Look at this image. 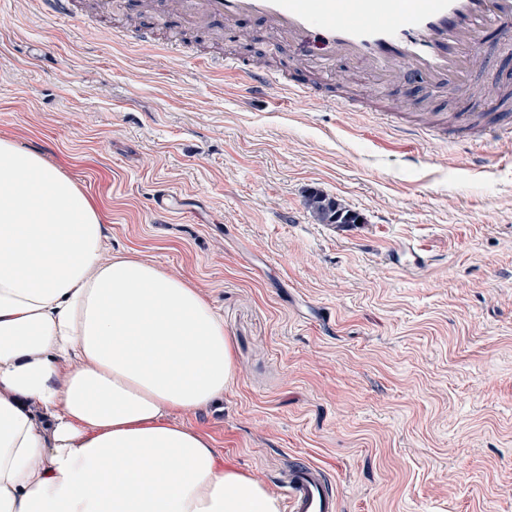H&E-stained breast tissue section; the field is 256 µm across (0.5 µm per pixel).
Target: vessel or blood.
Returning <instances> with one entry per match:
<instances>
[{"label":"vessel or blood","mask_w":512,"mask_h":512,"mask_svg":"<svg viewBox=\"0 0 512 512\" xmlns=\"http://www.w3.org/2000/svg\"><path fill=\"white\" fill-rule=\"evenodd\" d=\"M160 8L187 22L223 23L232 37L243 20L254 19L316 66L344 60L360 73L442 93L468 91L486 34L512 50V0H161ZM241 73L251 94L281 89L333 102L319 83H283L261 68ZM282 489L287 512H338L327 476L312 463L295 464Z\"/></svg>","instance_id":"obj_1"}]
</instances>
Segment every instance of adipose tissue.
I'll return each mask as SVG.
<instances>
[{
  "mask_svg": "<svg viewBox=\"0 0 512 512\" xmlns=\"http://www.w3.org/2000/svg\"><path fill=\"white\" fill-rule=\"evenodd\" d=\"M188 282L109 255L89 196L0 138V512H280L180 413L233 381Z\"/></svg>",
  "mask_w": 512,
  "mask_h": 512,
  "instance_id": "adipose-tissue-1",
  "label": "adipose tissue"
}]
</instances>
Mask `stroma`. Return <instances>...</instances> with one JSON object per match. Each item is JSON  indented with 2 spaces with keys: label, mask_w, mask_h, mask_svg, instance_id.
I'll return each instance as SVG.
<instances>
[{
  "label": "stroma",
  "mask_w": 512,
  "mask_h": 512,
  "mask_svg": "<svg viewBox=\"0 0 512 512\" xmlns=\"http://www.w3.org/2000/svg\"><path fill=\"white\" fill-rule=\"evenodd\" d=\"M74 2L80 27L0 0V137L88 193L109 253L191 283L222 317L234 380L184 422L271 492L298 460L319 466L338 512H512V138L456 127L458 95L400 96L343 60L331 83L359 110L249 95L225 58L303 67L261 23L240 45L144 0ZM136 28L176 59L122 40ZM476 70L512 87V52L484 38ZM396 107L424 125L418 160L389 130ZM315 190L359 223H318ZM401 246L430 264L395 267Z\"/></svg>",
  "instance_id": "1"
}]
</instances>
